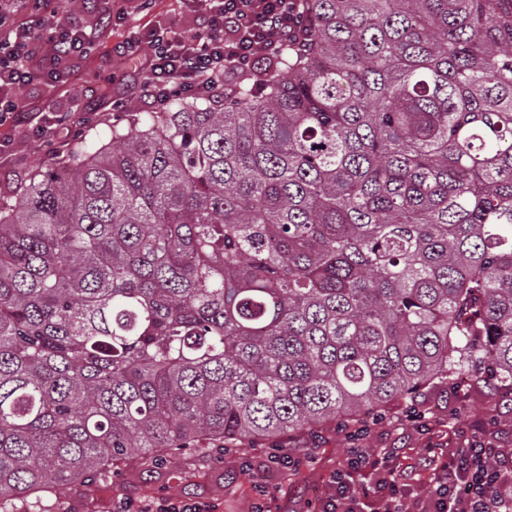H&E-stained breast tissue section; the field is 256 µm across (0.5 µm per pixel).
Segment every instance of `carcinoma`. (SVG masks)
<instances>
[{"mask_svg":"<svg viewBox=\"0 0 512 512\" xmlns=\"http://www.w3.org/2000/svg\"><path fill=\"white\" fill-rule=\"evenodd\" d=\"M298 2L224 100L0 204V508L455 370L512 394V0Z\"/></svg>","mask_w":512,"mask_h":512,"instance_id":"obj_1","label":"carcinoma"}]
</instances>
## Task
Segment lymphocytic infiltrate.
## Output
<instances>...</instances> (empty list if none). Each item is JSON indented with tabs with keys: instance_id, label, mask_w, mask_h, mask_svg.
I'll return each mask as SVG.
<instances>
[{
	"instance_id": "f902f5d3",
	"label": "lymphocytic infiltrate",
	"mask_w": 512,
	"mask_h": 512,
	"mask_svg": "<svg viewBox=\"0 0 512 512\" xmlns=\"http://www.w3.org/2000/svg\"><path fill=\"white\" fill-rule=\"evenodd\" d=\"M41 13L28 27L0 12V123L20 121L22 96L36 69L60 70L83 51L73 26L51 0H31ZM201 33L187 39L166 30L113 46L118 58L142 54L144 76L133 91L166 105L173 97L213 99L224 93V72H242L284 51L298 23L295 0H204ZM429 478L418 488L389 464L386 452L352 449L348 466L328 480L319 512H411L422 492L429 512H512V450L475 439L464 448L434 449L426 459Z\"/></svg>"
}]
</instances>
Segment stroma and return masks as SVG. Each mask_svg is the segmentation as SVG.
Returning <instances> with one entry per match:
<instances>
[{"instance_id":"1","label":"stroma","mask_w":512,"mask_h":512,"mask_svg":"<svg viewBox=\"0 0 512 512\" xmlns=\"http://www.w3.org/2000/svg\"><path fill=\"white\" fill-rule=\"evenodd\" d=\"M74 18L77 27L103 23L107 29L71 59L60 79L38 78L24 88L31 110L23 124H0V191L10 203H21L31 172L67 157L88 134L107 132L126 113L157 111L156 103L132 95L138 63L115 58L113 44L151 29L171 28L190 38L200 28L199 15L182 0H86ZM61 122L67 132H58ZM414 409L424 411L423 420L411 419ZM476 438L512 449V393L482 369L433 380L359 428L330 422L309 436L263 440L232 450L228 464L214 450L173 455L146 470L131 461L91 485L61 487L38 504L18 503L17 512H112L120 501L168 499L196 502L209 512H253L260 482L270 491L267 512H313L326 479L346 466L349 449L389 451L394 468L403 470L434 444L464 448ZM275 451L302 459L301 469L268 468L266 455Z\"/></svg>"}]
</instances>
